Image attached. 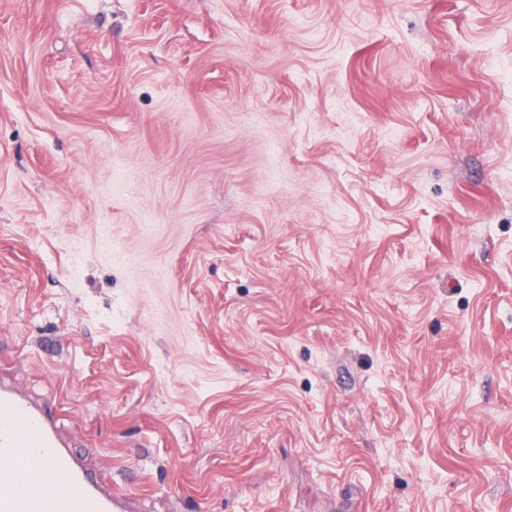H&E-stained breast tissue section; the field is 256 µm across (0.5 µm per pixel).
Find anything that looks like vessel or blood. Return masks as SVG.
<instances>
[{
    "mask_svg": "<svg viewBox=\"0 0 512 512\" xmlns=\"http://www.w3.org/2000/svg\"><path fill=\"white\" fill-rule=\"evenodd\" d=\"M0 512H141L76 457L44 400L0 383Z\"/></svg>",
    "mask_w": 512,
    "mask_h": 512,
    "instance_id": "b4317fda",
    "label": "vessel or blood"
}]
</instances>
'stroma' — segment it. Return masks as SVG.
<instances>
[{
    "label": "stroma",
    "mask_w": 512,
    "mask_h": 512,
    "mask_svg": "<svg viewBox=\"0 0 512 512\" xmlns=\"http://www.w3.org/2000/svg\"><path fill=\"white\" fill-rule=\"evenodd\" d=\"M0 378L144 512H512V0H0Z\"/></svg>",
    "instance_id": "stroma-1"
}]
</instances>
